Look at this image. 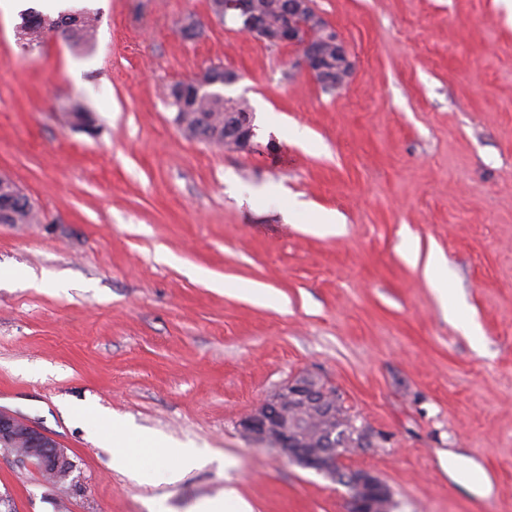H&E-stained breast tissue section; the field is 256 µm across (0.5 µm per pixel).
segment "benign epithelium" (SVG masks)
Here are the masks:
<instances>
[{
  "label": "benign epithelium",
  "instance_id": "benign-epithelium-1",
  "mask_svg": "<svg viewBox=\"0 0 512 512\" xmlns=\"http://www.w3.org/2000/svg\"><path fill=\"white\" fill-rule=\"evenodd\" d=\"M257 4L258 0H224V19L242 25V32L267 44L275 42L298 47L301 65L319 84H336V78L328 74L323 64L321 51L312 44V25L327 26V21L314 10L312 0H290L283 21L275 28L269 27L259 15ZM253 136L254 129L247 124L233 132V140L240 150L250 149ZM296 398L322 408L330 404L326 391L318 392L295 379L244 417L240 421L241 431L254 441L274 446L282 455L294 459L288 430H293L297 436L302 428L297 421L288 423V407ZM0 447L15 453L19 462L45 471L55 481L67 480L74 469L65 449L22 418L4 410H0ZM324 453L329 463L319 462L317 471L334 478L344 470L343 455L331 446L324 449ZM345 485L350 492L351 512H373L372 496L385 489L368 471L351 473Z\"/></svg>",
  "mask_w": 512,
  "mask_h": 512
}]
</instances>
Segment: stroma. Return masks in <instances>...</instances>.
Returning <instances> with one entry per match:
<instances>
[{"mask_svg":"<svg viewBox=\"0 0 512 512\" xmlns=\"http://www.w3.org/2000/svg\"><path fill=\"white\" fill-rule=\"evenodd\" d=\"M313 3L354 63L333 94L298 48L217 21L207 0H96L88 50L52 33L27 47L20 15L0 14V174L42 216L0 224V268L69 284L0 282V409L76 463L52 484L0 449L12 512H148L154 498L193 512L228 486L255 512H347L345 487L240 431L301 375L367 428L343 465L385 483L391 512H512V0ZM218 63L239 75L222 92L250 106L252 150L174 121L169 86ZM74 100L97 132L63 125ZM324 213L342 233L306 231ZM432 254L450 263L446 291ZM250 283L273 300L241 294ZM72 405L226 464L137 485Z\"/></svg>","mask_w":512,"mask_h":512,"instance_id":"stroma-1","label":"stroma"}]
</instances>
